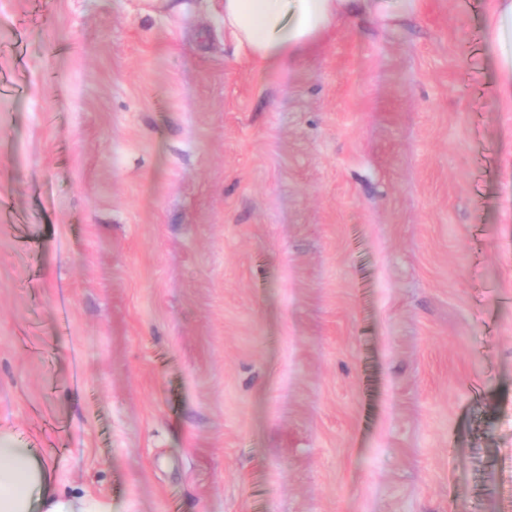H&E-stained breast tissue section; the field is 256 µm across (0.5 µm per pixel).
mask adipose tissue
<instances>
[{
    "mask_svg": "<svg viewBox=\"0 0 512 512\" xmlns=\"http://www.w3.org/2000/svg\"><path fill=\"white\" fill-rule=\"evenodd\" d=\"M423 0H224V30L258 68L295 60L343 21L364 16L384 26L418 15ZM487 28L499 89L512 100V0H492ZM0 512H112L61 492L27 449L0 439Z\"/></svg>",
    "mask_w": 512,
    "mask_h": 512,
    "instance_id": "obj_1",
    "label": "adipose tissue"
}]
</instances>
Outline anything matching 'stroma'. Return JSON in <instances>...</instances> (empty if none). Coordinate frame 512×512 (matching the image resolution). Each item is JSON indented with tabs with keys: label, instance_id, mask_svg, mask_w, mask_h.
Listing matches in <instances>:
<instances>
[{
	"label": "stroma",
	"instance_id": "obj_1",
	"mask_svg": "<svg viewBox=\"0 0 512 512\" xmlns=\"http://www.w3.org/2000/svg\"><path fill=\"white\" fill-rule=\"evenodd\" d=\"M490 5L261 70L224 0H0V438L112 512H512Z\"/></svg>",
	"mask_w": 512,
	"mask_h": 512
}]
</instances>
